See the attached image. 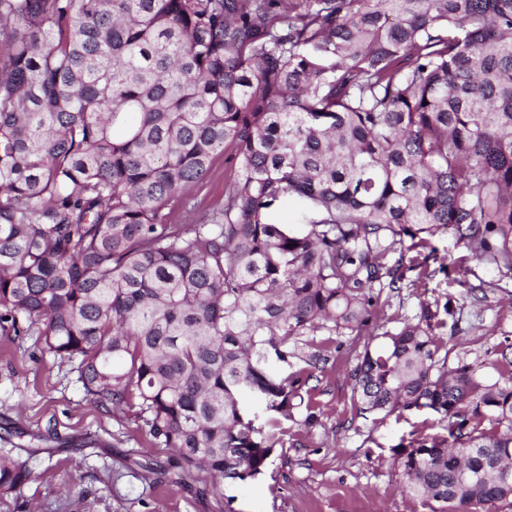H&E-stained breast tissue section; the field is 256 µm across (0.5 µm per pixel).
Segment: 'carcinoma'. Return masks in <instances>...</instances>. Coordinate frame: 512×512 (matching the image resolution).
Here are the masks:
<instances>
[{
	"instance_id": "1",
	"label": "carcinoma",
	"mask_w": 512,
	"mask_h": 512,
	"mask_svg": "<svg viewBox=\"0 0 512 512\" xmlns=\"http://www.w3.org/2000/svg\"><path fill=\"white\" fill-rule=\"evenodd\" d=\"M0 45V329L135 409L175 484L263 475L324 360L301 337L428 280L406 253L439 230L512 271V0H0ZM227 149L224 204L172 223ZM290 198L303 231L272 218ZM446 326L374 325L353 405L439 415L395 449L402 491L493 512L512 360L489 382ZM31 476L0 453L1 496Z\"/></svg>"
}]
</instances>
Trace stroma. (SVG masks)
Segmentation results:
<instances>
[{
    "label": "stroma",
    "mask_w": 512,
    "mask_h": 512,
    "mask_svg": "<svg viewBox=\"0 0 512 512\" xmlns=\"http://www.w3.org/2000/svg\"><path fill=\"white\" fill-rule=\"evenodd\" d=\"M227 187L219 154L189 192L193 207L173 203L172 222L191 224L220 207ZM431 244L457 265L443 271L431 264L426 286L382 291L371 319L393 328L419 316L424 304H450L449 346L497 379L494 365L512 345V277L479 260L476 248L458 244L452 232ZM365 341L350 333L314 336L325 361L312 370L309 406L293 409L265 475L224 486L218 498L208 493L212 480L203 472L188 487L157 480L147 464L165 467L174 455L157 447L133 411L93 406L74 364L45 354L38 336L0 331V438L34 449L30 482L21 495L0 497V512H430L402 492L393 451L442 427L426 412L382 421L357 415L350 372ZM311 412L318 417L312 425Z\"/></svg>",
    "instance_id": "stroma-1"
}]
</instances>
